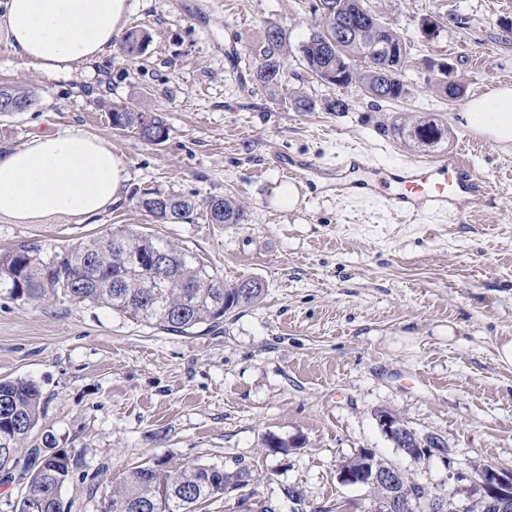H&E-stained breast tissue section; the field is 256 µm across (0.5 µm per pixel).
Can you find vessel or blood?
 <instances>
[{"label":"vessel or blood","instance_id":"vessel-or-blood-1","mask_svg":"<svg viewBox=\"0 0 512 512\" xmlns=\"http://www.w3.org/2000/svg\"><path fill=\"white\" fill-rule=\"evenodd\" d=\"M320 175L333 195L377 198L392 215L406 219L447 213L466 222L489 191L487 181L459 156L382 168L355 151L343 162L321 168Z\"/></svg>","mask_w":512,"mask_h":512}]
</instances>
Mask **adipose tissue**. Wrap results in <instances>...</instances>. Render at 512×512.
I'll use <instances>...</instances> for the list:
<instances>
[{"label":"adipose tissue","instance_id":"ef3b65f1","mask_svg":"<svg viewBox=\"0 0 512 512\" xmlns=\"http://www.w3.org/2000/svg\"><path fill=\"white\" fill-rule=\"evenodd\" d=\"M129 12V0H0V29L16 57L66 75L110 51ZM461 119L490 142L512 145V83L472 98ZM123 183L124 163L103 139L37 136L0 153V217L17 224L50 215L82 220L118 202Z\"/></svg>","mask_w":512,"mask_h":512}]
</instances>
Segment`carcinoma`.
I'll return each instance as SVG.
<instances>
[{"instance_id": "1", "label": "carcinoma", "mask_w": 512, "mask_h": 512, "mask_svg": "<svg viewBox=\"0 0 512 512\" xmlns=\"http://www.w3.org/2000/svg\"><path fill=\"white\" fill-rule=\"evenodd\" d=\"M316 22L298 52L308 73L336 87L357 85L373 100L392 102L408 93L405 82L408 51L395 53L404 40L371 10L367 0H316ZM148 36L130 32L122 52L133 59L144 53ZM288 56L286 32L272 25L254 68L255 79L264 85L281 83ZM437 92L455 101L464 88L451 87L444 78L432 79ZM7 95L29 107L31 91L21 85L6 86ZM112 127L136 131L145 141L161 144L169 136L163 117L151 114L139 103L110 112ZM150 124H145V121ZM390 132L414 148L432 147L447 135L448 128L427 116L396 120ZM157 194L137 197L136 206L156 224H178L189 218L196 203L183 196L167 195L161 207L153 206ZM210 224H245L247 211L233 197H214L205 202ZM153 250L168 253L170 279L162 284L146 270L132 268V259ZM218 277L194 251L149 234L121 226L105 237L57 250L34 243H20L0 253V296L22 304L50 301L93 303L127 314L162 330L188 333L208 323L218 324L238 308L257 303L263 283L253 278L254 288L245 301L237 299V284L216 287ZM42 394L31 380H0V484L8 483L7 471L22 465L28 484L20 489L11 512H65L62 489L69 480L72 460L62 449L25 448L23 443L42 414ZM256 474L237 464L191 462L169 469L162 465L138 466L129 471L106 512H198V507L251 487ZM397 497L416 503L421 487L403 477L395 488Z\"/></svg>"}]
</instances>
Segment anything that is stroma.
I'll list each match as a JSON object with an SVG mask.
<instances>
[{
    "label": "stroma",
    "instance_id": "stroma-1",
    "mask_svg": "<svg viewBox=\"0 0 512 512\" xmlns=\"http://www.w3.org/2000/svg\"><path fill=\"white\" fill-rule=\"evenodd\" d=\"M128 28L150 36L133 60L120 48L66 77H50L7 49L0 85L31 90V110L0 116V148L35 136L85 132L125 163L122 200L82 223L0 218V252L20 242L69 247L128 226L195 251L232 284L265 285L261 302L190 334L163 331L94 304L23 305L0 296V379L41 390L44 411L27 447H56L77 464L63 489L69 512H102L127 470L157 461H236L262 474L258 498L291 512L282 487L302 488L310 512L342 501L369 512L371 492L337 479L339 464L369 448L412 482L444 495L453 512L474 496L456 474L512 469V368L495 349L512 339V147L466 149L460 107L430 86L429 63L448 62L466 97L512 82V8L504 0H368L408 46L409 93L376 102L358 86L315 80L289 55L280 86L253 77L264 31L307 38L313 0H130ZM436 22V37L421 31ZM341 98L344 112H297L288 99ZM142 102L170 128L158 145L113 130L109 110ZM448 126L432 149L402 145L398 117ZM359 149L381 166L462 154L491 187L470 221L406 222L380 200L310 195L270 163L274 153L333 165ZM298 192L296 205L284 196ZM204 203L235 197L244 224H210L202 212L156 224L136 205L143 192ZM398 414L439 436L446 457L413 463L377 425ZM291 447L269 450L268 436Z\"/></svg>",
    "mask_w": 512,
    "mask_h": 512
}]
</instances>
